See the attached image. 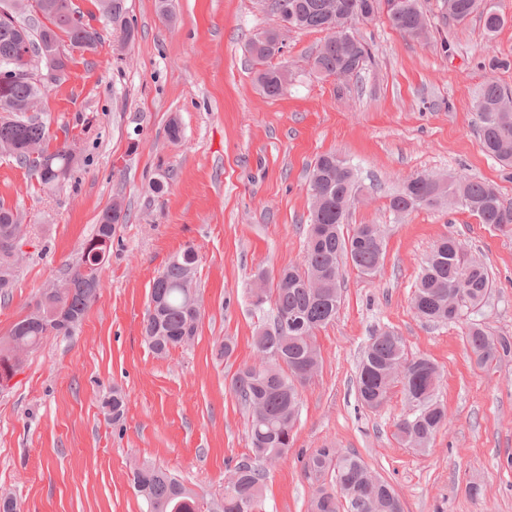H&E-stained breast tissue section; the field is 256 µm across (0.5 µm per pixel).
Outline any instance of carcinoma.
Masks as SVG:
<instances>
[{
	"mask_svg": "<svg viewBox=\"0 0 512 512\" xmlns=\"http://www.w3.org/2000/svg\"><path fill=\"white\" fill-rule=\"evenodd\" d=\"M299 30L326 32L313 57L320 75L348 78L364 69L371 57L368 44L355 31L357 20H348L350 8L363 4L370 14L385 12L392 27L405 37L428 33L419 0H335L336 16L325 10L328 0H284ZM102 14L111 20L124 13V0H98ZM25 0H0V9H11L13 18L0 22V63L15 58L21 45L33 53L60 44L61 37L92 50L100 41L94 29L73 27L76 10L72 0H35L46 20L33 25L27 18ZM448 20L464 22L479 14L488 35L504 25V17L487 0H442ZM257 81L266 95L279 96V69L258 70ZM42 94L36 84L18 83L0 93V154L14 158L51 187L63 178L74 162L71 149L63 145L48 151L49 135L28 106L37 105ZM474 109L480 120V144L488 156L512 168V90L496 80L485 81L476 93ZM309 185L321 196L311 195L304 258L300 265L279 271L264 296L255 305L272 303L268 324L260 328L253 343L258 362L238 369L230 390L249 415L252 455L239 462L224 487L219 512H263L267 464L283 458L293 445V431L301 409V389L316 374L321 351L316 333L332 322L343 301L342 267L351 264L361 274L373 277L383 266L385 238L376 224H357L342 231L350 206L362 192L348 163L333 153L319 156L308 172ZM452 202L467 209L501 232H512V208L504 206L498 189L483 180L448 175L408 178L391 196L389 206L404 215L422 207H441ZM126 214L118 203L99 218L95 234L82 246L80 260L66 276L45 289L27 314L0 336V382L13 377L24 356L43 337L71 333L96 300L99 271L112 243L114 225ZM22 224L12 209L0 205V297L10 296L19 261L11 259L13 236ZM198 257L187 248L173 256L153 280L144 319V335L152 351L166 357L176 347L191 343L201 319L196 284ZM492 280L485 265L464 254L452 236L442 237L433 247L419 277L413 297L415 315L426 322L452 321L465 305L481 308L491 293ZM465 344L478 367L483 368L512 355V340L493 336L479 323L465 332ZM440 374L429 359L405 356L401 337L383 331L371 337L357 367L356 389L362 405L382 406L394 383L402 385L415 407L412 415L396 425L399 438L415 448L429 447L446 425L447 411L436 398ZM105 408L118 422L126 410V397L112 391ZM315 477L308 512H404L392 486L376 476L354 452L331 446L318 448L304 463ZM132 485L149 512H201L198 495L166 470L135 460L130 465Z\"/></svg>",
	"mask_w": 512,
	"mask_h": 512,
	"instance_id": "obj_1",
	"label": "carcinoma"
}]
</instances>
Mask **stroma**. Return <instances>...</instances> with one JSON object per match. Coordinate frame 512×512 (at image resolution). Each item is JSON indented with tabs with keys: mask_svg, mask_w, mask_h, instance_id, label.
I'll return each instance as SVG.
<instances>
[{
	"mask_svg": "<svg viewBox=\"0 0 512 512\" xmlns=\"http://www.w3.org/2000/svg\"><path fill=\"white\" fill-rule=\"evenodd\" d=\"M490 2L507 19L492 36L476 15L448 22L441 0H420L424 41L402 36L383 14L358 24L372 59L338 81L309 67L323 32L281 30L260 0H168L164 14L158 0H125L137 31L127 45L97 0H73L101 41L92 51L62 42L67 72L45 85L38 115L52 146L74 150L75 164L47 189L0 155V202L26 233L10 298L0 300V335L78 260L105 209L120 203L127 218L82 323L45 337L0 388V496L17 512H148L131 483L129 463L139 459L170 471L215 512L230 470L251 454L248 415L229 385L253 362L252 338L269 313L253 303V275L301 262L307 173L333 152L364 187L349 224L379 225L386 254L376 276L342 270L344 301L317 333L322 363L302 390L293 447L268 467L264 512H307L304 462L326 444L359 454L405 512H512V356L481 369L464 343L474 322L512 337V234L461 208H389L417 173L491 181L512 206V172L482 151L473 109L485 80L512 88V68L489 66L512 60V0ZM262 29L280 30L285 46L268 61L288 70L281 97L256 81L248 41ZM173 119L182 129L176 143L167 135ZM446 235L484 263L493 288L481 309L428 323L411 301ZM188 247L198 255L201 320L190 346L161 358L143 332L150 288ZM377 331L394 332L408 356L439 369L448 424L428 452L396 435L413 410L401 387L375 410L358 400V361ZM228 338L235 350L226 357ZM115 386L127 402L116 424L101 409Z\"/></svg>",
	"mask_w": 512,
	"mask_h": 512,
	"instance_id": "stroma-1",
	"label": "stroma"
}]
</instances>
